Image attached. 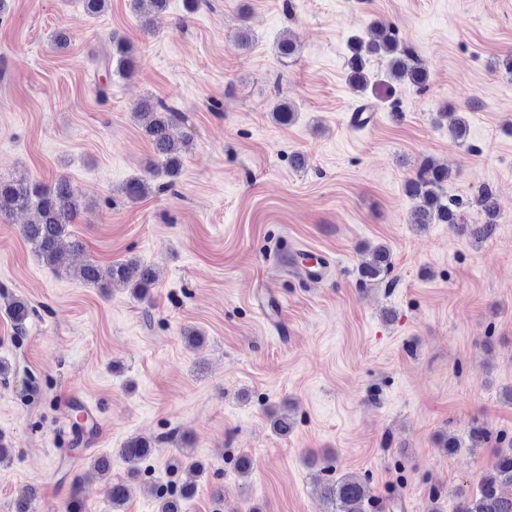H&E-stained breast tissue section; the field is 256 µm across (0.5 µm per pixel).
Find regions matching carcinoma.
Listing matches in <instances>:
<instances>
[{"label":"carcinoma","mask_w":512,"mask_h":512,"mask_svg":"<svg viewBox=\"0 0 512 512\" xmlns=\"http://www.w3.org/2000/svg\"><path fill=\"white\" fill-rule=\"evenodd\" d=\"M369 29V38L353 35L347 41L350 53L347 67L352 89L364 94L370 87L385 85L390 88L397 83L424 88L429 82V73L416 59L413 48L404 44L396 30L386 22L375 20ZM113 44L112 54L103 61L105 78H111L114 73L127 77L132 75L136 67L133 48L120 39ZM374 58L386 63V71L381 76H370L368 63ZM134 114L145 121L143 131L154 153L155 168L127 180L120 187L121 194L131 202L148 196L153 189L152 179L159 175L168 181L158 185V190L173 187L181 175L184 154L190 144L187 135L180 131L185 116L165 102L143 98L134 106ZM271 116L275 123L286 126L295 121L296 112L289 104L280 103ZM440 116L449 119L448 132L454 139L465 140L467 121L462 114L442 112ZM450 178L448 168L427 158L407 179L404 191L414 201L413 223L459 224L461 202L445 191V183ZM478 204L483 216L481 223L462 226V231L476 241L492 236L498 211L497 199L487 187L479 191ZM84 207L81 197L65 177L61 176L50 184L27 178L0 179V217L18 210L35 211L36 220L22 225L21 233L46 267L64 270L82 284L104 292L122 286L130 290L135 299H148L151 288L159 279L151 265L137 259L107 267L91 259L78 266L72 264V256L84 251L82 240L73 230V224ZM390 267L388 249L377 246L370 251L369 259L360 264L359 274L366 282L381 281L388 276ZM8 310L14 325L23 328L31 313L29 303L14 298ZM467 439L468 447L480 448L491 441L492 434L484 425L476 423L468 431ZM152 448L154 442L131 436L118 450V456L128 461H143L152 454ZM183 457L184 461L178 463L182 473L178 489L155 494V512H181L180 502L194 496L203 465L189 452ZM92 466L106 482L109 512H125L132 492L131 481L111 478L112 459L109 456L93 459ZM324 471V467L317 470L316 484L321 496L330 503V512H373L374 498L367 479L352 474L324 477ZM505 485L512 487V448L500 454L494 471L479 479L475 491L463 496L455 512H512V494L502 492Z\"/></svg>","instance_id":"carcinoma-1"}]
</instances>
